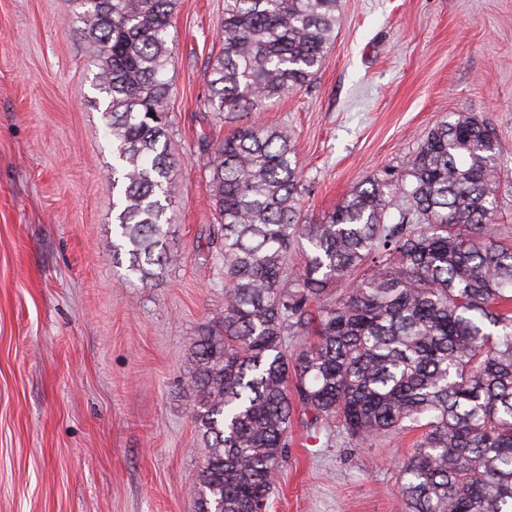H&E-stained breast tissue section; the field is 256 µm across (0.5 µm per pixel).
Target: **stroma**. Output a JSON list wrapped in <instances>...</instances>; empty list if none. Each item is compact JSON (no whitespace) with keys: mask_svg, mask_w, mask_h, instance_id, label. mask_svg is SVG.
Masks as SVG:
<instances>
[{"mask_svg":"<svg viewBox=\"0 0 512 512\" xmlns=\"http://www.w3.org/2000/svg\"><path fill=\"white\" fill-rule=\"evenodd\" d=\"M70 14V0H0V512H196L208 450L191 346L224 315L198 140L236 125L207 105L224 0H178L173 16L175 222L165 270L144 281L113 259L106 105ZM458 112L496 134L497 222L512 230V0H341L315 80L252 118L293 130L315 222ZM415 440L361 445L296 411L266 512H404Z\"/></svg>","mask_w":512,"mask_h":512,"instance_id":"obj_1","label":"stroma"}]
</instances>
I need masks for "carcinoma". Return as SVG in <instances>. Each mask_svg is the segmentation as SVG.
<instances>
[{
  "mask_svg": "<svg viewBox=\"0 0 512 512\" xmlns=\"http://www.w3.org/2000/svg\"><path fill=\"white\" fill-rule=\"evenodd\" d=\"M95 46L127 270L165 269L174 192L165 106L176 0H72ZM340 0H224L208 105L246 116L308 85ZM223 230L224 319L192 343V419L208 456L197 512H264L294 408L359 444L419 433L408 512H512V235L496 227L499 145L468 112L430 128L398 176L303 223L286 126L202 137ZM310 254L290 263L300 240ZM298 340L288 348V337Z\"/></svg>",
  "mask_w": 512,
  "mask_h": 512,
  "instance_id": "obj_1",
  "label": "carcinoma"
}]
</instances>
